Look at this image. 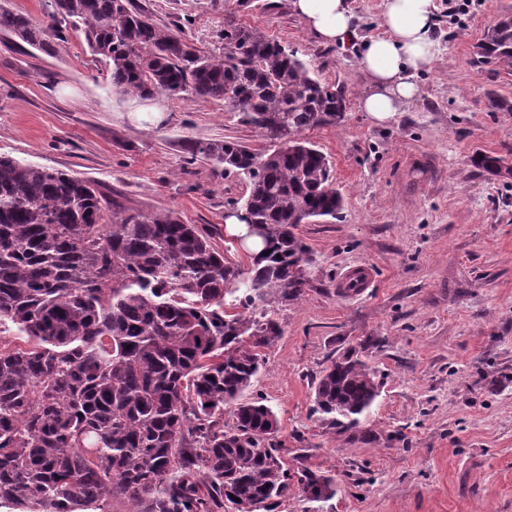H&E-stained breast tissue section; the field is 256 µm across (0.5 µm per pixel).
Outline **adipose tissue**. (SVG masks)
<instances>
[{"label": "adipose tissue", "mask_w": 512, "mask_h": 512, "mask_svg": "<svg viewBox=\"0 0 512 512\" xmlns=\"http://www.w3.org/2000/svg\"><path fill=\"white\" fill-rule=\"evenodd\" d=\"M293 12L307 31L324 44L344 46L355 36L348 0H292ZM382 36L362 42L359 63L369 79L361 107L385 123L419 91L417 77L441 52L434 37V0H384Z\"/></svg>", "instance_id": "adipose-tissue-1"}]
</instances>
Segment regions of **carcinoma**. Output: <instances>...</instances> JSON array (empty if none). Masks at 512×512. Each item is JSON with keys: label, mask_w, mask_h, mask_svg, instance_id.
<instances>
[{"label": "carcinoma", "mask_w": 512, "mask_h": 512, "mask_svg": "<svg viewBox=\"0 0 512 512\" xmlns=\"http://www.w3.org/2000/svg\"><path fill=\"white\" fill-rule=\"evenodd\" d=\"M50 7L44 25L0 6V33L46 50L78 32L120 94L222 101L269 144L186 145L187 164L246 179L241 210L265 234L243 269L171 210L117 212L105 224L93 183L0 155V326L17 334L0 336V512H112L116 500L128 512H271L293 486L332 499L335 476L290 471L276 413L242 397L282 336L266 306L300 299L311 281L293 229L343 209L328 156L303 136L343 121L345 92L231 17L222 46L205 51L134 0ZM478 55L512 71L511 16ZM473 162L512 177L502 156ZM380 386L348 349L322 370L313 414L363 438Z\"/></svg>", "instance_id": "obj_1"}]
</instances>
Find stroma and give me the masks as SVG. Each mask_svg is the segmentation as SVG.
Returning <instances> with one entry per match:
<instances>
[{"label": "stroma", "mask_w": 512, "mask_h": 512, "mask_svg": "<svg viewBox=\"0 0 512 512\" xmlns=\"http://www.w3.org/2000/svg\"><path fill=\"white\" fill-rule=\"evenodd\" d=\"M163 28L203 50L220 46L226 16L296 51L314 75L346 88L343 122L305 134L330 159L345 197L332 223L298 225L313 259L303 297L271 305L281 326L245 399L276 413L288 451L334 474L332 512H512V179L472 158H512V72L477 63L475 46L512 0H435L441 54L420 94L387 124L363 112L368 78L350 46L317 44L290 0H135ZM160 124H131L103 63L82 38L50 53L0 35V155L90 181L116 211H175L213 234L241 267L225 220L245 179L208 161L189 165V138L265 142L223 102L164 99ZM370 288L339 293L349 267ZM359 349L382 380L365 428L350 442L311 415L330 355Z\"/></svg>", "instance_id": "obj_1"}]
</instances>
